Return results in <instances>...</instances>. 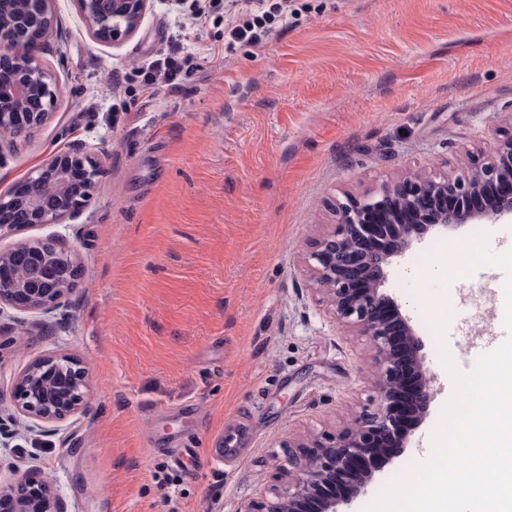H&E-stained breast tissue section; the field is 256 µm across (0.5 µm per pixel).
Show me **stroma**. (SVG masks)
I'll return each mask as SVG.
<instances>
[{
    "label": "stroma",
    "instance_id": "1",
    "mask_svg": "<svg viewBox=\"0 0 512 512\" xmlns=\"http://www.w3.org/2000/svg\"><path fill=\"white\" fill-rule=\"evenodd\" d=\"M180 0H151L120 47L95 41L72 0L42 61L60 93L30 136L0 139V192L76 143L101 161L66 249L76 287L50 314L0 316V482L37 468L67 512H245L283 487L301 444L378 411L367 337L342 331L311 289L309 255L346 196L468 165L512 135V0H295L296 22L264 47L224 50L231 14L199 30ZM180 35L192 58L177 89L142 91L135 69ZM126 74L122 88L109 73ZM468 224L435 229L385 268L423 342L426 417L347 512H366L428 457L452 395L450 352L470 372L473 282L450 288L446 347L416 299L413 269ZM84 359L91 395L57 429L28 432L14 380L37 357ZM238 441L240 458L217 448ZM173 448L198 460L175 465Z\"/></svg>",
    "mask_w": 512,
    "mask_h": 512
}]
</instances>
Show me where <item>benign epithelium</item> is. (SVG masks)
<instances>
[{
	"label": "benign epithelium",
	"mask_w": 512,
	"mask_h": 512,
	"mask_svg": "<svg viewBox=\"0 0 512 512\" xmlns=\"http://www.w3.org/2000/svg\"><path fill=\"white\" fill-rule=\"evenodd\" d=\"M150 0H73L92 37L117 47L130 38ZM60 35L54 0H0V133L26 137L51 116L59 88L41 54ZM100 163L83 143L52 155L25 180L0 194V237L34 227H62L48 239H21L0 252V315L51 313L75 287V253L60 246L75 231L92 199ZM512 218V136L488 158L425 179H405L363 198L336 205L337 230L320 238L311 253V280L327 295L336 324L368 338L378 369L380 413L342 435L314 440L287 473L275 499H261L245 512H340L367 492L373 467L361 458L388 460L398 447L399 407L413 378L409 412L422 420L432 398L423 368L422 342L399 305L381 291L385 267L413 242L451 224H496ZM85 362L70 354L35 359L14 381L15 407L29 432L61 424L89 397ZM0 512H65L57 483L38 472L0 484Z\"/></svg>",
	"instance_id": "1"
}]
</instances>
